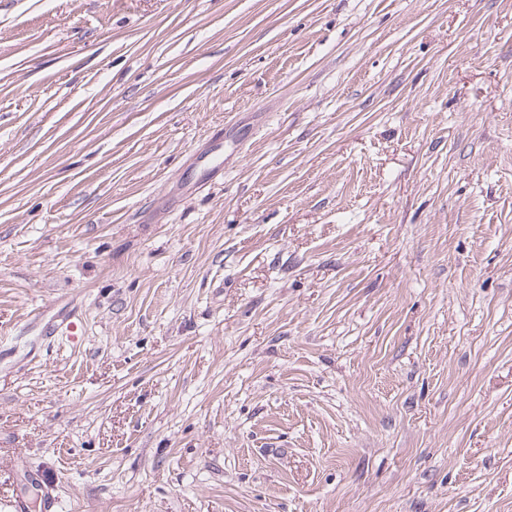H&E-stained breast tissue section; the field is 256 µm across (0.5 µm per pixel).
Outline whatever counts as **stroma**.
<instances>
[{
	"instance_id": "obj_1",
	"label": "stroma",
	"mask_w": 512,
	"mask_h": 512,
	"mask_svg": "<svg viewBox=\"0 0 512 512\" xmlns=\"http://www.w3.org/2000/svg\"><path fill=\"white\" fill-rule=\"evenodd\" d=\"M512 512V0H0V512Z\"/></svg>"
}]
</instances>
